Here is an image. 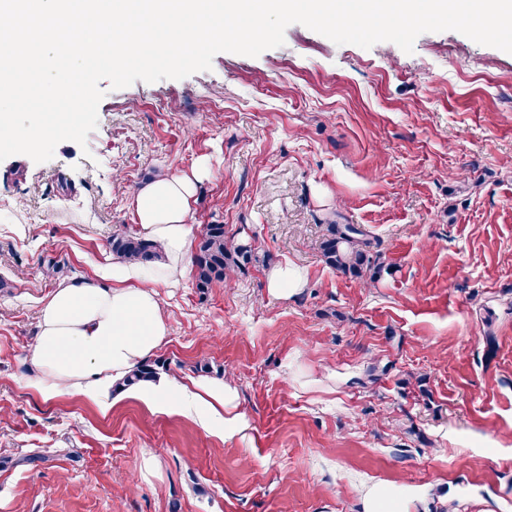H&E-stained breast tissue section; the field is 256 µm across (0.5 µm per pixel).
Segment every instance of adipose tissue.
Segmentation results:
<instances>
[{
  "label": "adipose tissue",
  "instance_id": "obj_1",
  "mask_svg": "<svg viewBox=\"0 0 512 512\" xmlns=\"http://www.w3.org/2000/svg\"><path fill=\"white\" fill-rule=\"evenodd\" d=\"M201 180L198 170L165 171L133 196L137 233L158 245L159 260L114 264L108 287L94 277L64 279L46 298L32 351L34 386L44 396L64 388L96 396L104 382L124 377L164 340L168 326L158 290L178 287L186 275L193 244L189 217ZM184 403L223 421L225 437L244 427L230 384L197 387Z\"/></svg>",
  "mask_w": 512,
  "mask_h": 512
}]
</instances>
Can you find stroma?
Masks as SVG:
<instances>
[{"mask_svg":"<svg viewBox=\"0 0 512 512\" xmlns=\"http://www.w3.org/2000/svg\"><path fill=\"white\" fill-rule=\"evenodd\" d=\"M85 144L0 161V512H512V54L452 30L339 45L301 24L259 56L110 89ZM205 165L193 233L269 266L159 291V386L232 382L225 439L139 387L32 385L43 301L114 257L132 196ZM354 224L392 274L327 265ZM267 288L271 294L283 296L294 294L300 288H305L308 277L307 272L291 263L277 266L267 275Z\"/></svg>","mask_w":512,"mask_h":512,"instance_id":"obj_1","label":"stroma"}]
</instances>
